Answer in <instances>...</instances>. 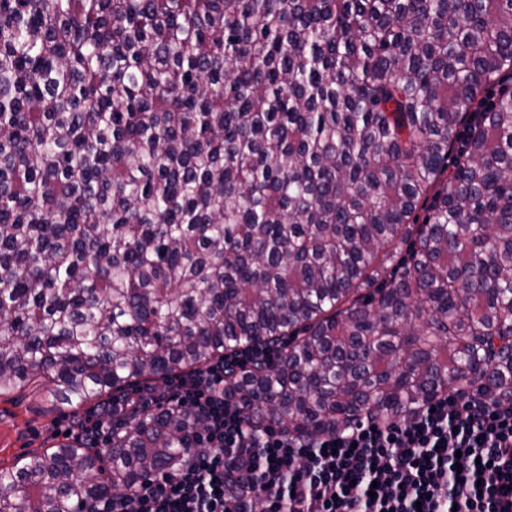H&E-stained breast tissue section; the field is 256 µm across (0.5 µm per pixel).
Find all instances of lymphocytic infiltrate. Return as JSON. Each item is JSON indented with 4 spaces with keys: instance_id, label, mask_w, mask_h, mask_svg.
<instances>
[{
    "instance_id": "lymphocytic-infiltrate-1",
    "label": "lymphocytic infiltrate",
    "mask_w": 512,
    "mask_h": 512,
    "mask_svg": "<svg viewBox=\"0 0 512 512\" xmlns=\"http://www.w3.org/2000/svg\"><path fill=\"white\" fill-rule=\"evenodd\" d=\"M276 356L245 350L90 410L71 433L98 449L149 407L177 404L204 423L180 469L103 496L93 512H246L256 500L264 512H512V404L444 393L410 417L317 436L272 421L254 430L225 401L224 373Z\"/></svg>"
}]
</instances>
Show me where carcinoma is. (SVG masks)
I'll list each match as a JSON object with an SVG mask.
<instances>
[{"label":"carcinoma","instance_id":"1","mask_svg":"<svg viewBox=\"0 0 512 512\" xmlns=\"http://www.w3.org/2000/svg\"><path fill=\"white\" fill-rule=\"evenodd\" d=\"M512 0H0V396L224 377L323 434L512 399ZM430 211L416 222L417 209ZM151 410L0 467V512L179 468Z\"/></svg>","mask_w":512,"mask_h":512}]
</instances>
